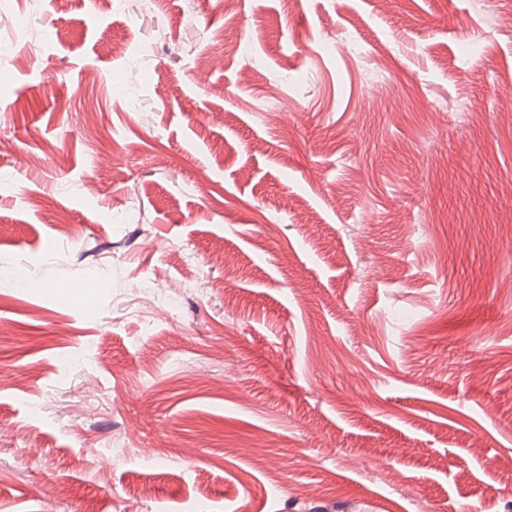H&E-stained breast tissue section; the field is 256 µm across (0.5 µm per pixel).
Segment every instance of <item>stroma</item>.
I'll return each mask as SVG.
<instances>
[{"mask_svg":"<svg viewBox=\"0 0 512 512\" xmlns=\"http://www.w3.org/2000/svg\"><path fill=\"white\" fill-rule=\"evenodd\" d=\"M0 12V512H512V0Z\"/></svg>","mask_w":512,"mask_h":512,"instance_id":"stroma-1","label":"stroma"}]
</instances>
